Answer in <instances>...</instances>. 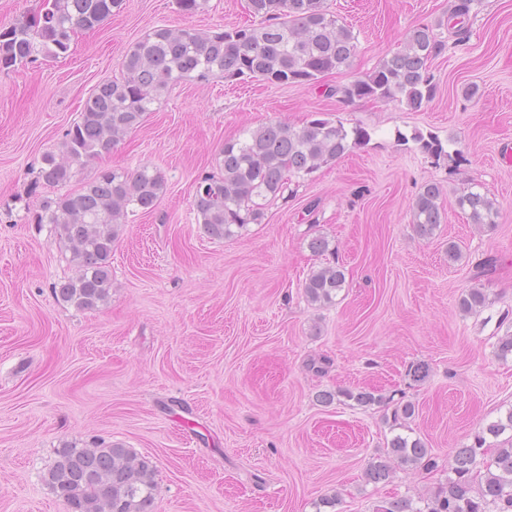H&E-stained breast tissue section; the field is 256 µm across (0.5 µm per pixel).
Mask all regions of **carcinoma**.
Returning a JSON list of instances; mask_svg holds the SVG:
<instances>
[{
	"label": "carcinoma",
	"mask_w": 512,
	"mask_h": 512,
	"mask_svg": "<svg viewBox=\"0 0 512 512\" xmlns=\"http://www.w3.org/2000/svg\"><path fill=\"white\" fill-rule=\"evenodd\" d=\"M481 0H451L448 32L466 37L465 21L477 12ZM119 0H48L46 9L33 17L0 29V71L31 63L36 56H65L79 29L93 30L118 7ZM259 25L227 30L200 31L162 26L134 43L121 61L124 77L106 79L87 97L79 119L64 133L59 154L43 157L39 179L61 189L46 197L35 213L38 224L54 225L58 239L71 254L75 276L53 286L60 303L81 310L105 304L112 289V244L128 214L155 208L164 180L143 166L132 173L100 172L77 189L70 183L78 172L102 154L112 151L138 128L152 105L173 86L207 82L216 77L259 80L275 86L313 85L328 72L350 65L355 36L325 0H250ZM434 27L420 25L406 35L400 49L382 58L364 78L338 87L342 100L393 101L419 111L433 98L436 85L429 62L442 52ZM371 139L360 124L346 128L339 120L316 117L300 128L271 121L224 143L217 172L201 177L192 202L198 224L212 239H230L249 224L264 218L265 203L283 195L292 178H304ZM428 155L446 154L434 135L412 136ZM442 188L427 182L413 205L412 224L421 237H430L443 223ZM456 205L469 222L478 226L497 223L501 205L473 186L456 196ZM339 265L311 271L303 282L307 300L333 303L344 288ZM487 304L483 289L465 290L458 299L463 313ZM496 356L512 358V332L498 337ZM337 397L359 406H372L382 398L366 390H341L322 394L331 403ZM415 415V405L399 403L391 427L404 429ZM512 408L505 417L478 431L473 442L453 451L448 479L426 500L413 506L410 498H396L376 512H512ZM404 467H436L430 448L421 438L396 434L383 456L366 472L367 480L390 478V461ZM156 466L121 443H95L60 448L45 481L68 512H102L112 502V512H152L156 495Z\"/></svg>",
	"instance_id": "1"
}]
</instances>
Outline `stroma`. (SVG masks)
<instances>
[{"mask_svg": "<svg viewBox=\"0 0 512 512\" xmlns=\"http://www.w3.org/2000/svg\"><path fill=\"white\" fill-rule=\"evenodd\" d=\"M353 31L349 67L314 86L183 82L143 124L79 177L149 167L165 189L135 212L112 246V296L98 309L58 303L70 253L32 214L55 188L37 185L42 158L101 81L120 76L127 50L159 26L229 29L255 23L249 0H122L78 32L65 57L0 72V512H66L43 475L56 451L124 444L157 467L154 512H375L390 497L430 496L455 448L512 409V361L495 354L512 330V0H482L456 43L450 0H327ZM444 50L430 64L434 99L418 111L378 100L347 103L336 87L371 72L416 26ZM473 85L474 96L464 89ZM362 125L369 143L292 180L262 223L212 239L195 220L196 180L214 172L224 142L280 120L314 115ZM434 134L437 160L397 134ZM439 183L444 222L429 239L411 224L421 186ZM479 185L501 204L494 228L469 223L457 193ZM326 236L332 253L308 248ZM462 249L448 260L449 241ZM488 304L463 314L461 293L487 256ZM342 266L334 303L310 304L311 269ZM426 364L421 382L408 375ZM367 389L412 401L413 436L438 468H394L366 482L393 433L384 407L319 394Z\"/></svg>", "mask_w": 512, "mask_h": 512, "instance_id": "35a3bbf8", "label": "stroma"}]
</instances>
